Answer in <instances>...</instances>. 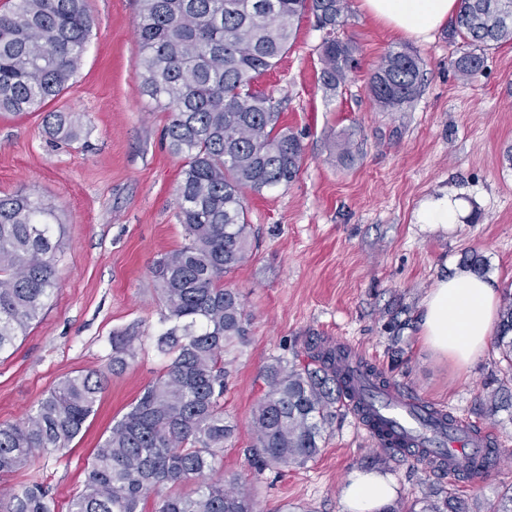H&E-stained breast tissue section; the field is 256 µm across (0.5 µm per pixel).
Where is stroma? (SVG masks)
Masks as SVG:
<instances>
[{
    "label": "stroma",
    "mask_w": 512,
    "mask_h": 512,
    "mask_svg": "<svg viewBox=\"0 0 512 512\" xmlns=\"http://www.w3.org/2000/svg\"><path fill=\"white\" fill-rule=\"evenodd\" d=\"M87 3V51L52 104L81 113L79 138L52 142L39 112L0 116V195L35 192L56 207L65 240L54 295L15 349L0 355V424L24 418L67 376L104 367L113 333L140 338L136 360L109 375L81 438L4 482L47 486L54 512H68L113 418L166 363L155 346L161 303L151 267L185 242L175 201L183 159L162 139L168 113L138 89L139 0ZM337 35L359 52L335 96L318 81L324 33L309 13L296 20L277 67L254 82L278 101L280 123L299 135L304 157L291 184L247 197L252 254L224 284L242 297L248 335L225 355L224 417L235 431L212 477L235 481L254 512H344L341 491L358 470L390 477L399 512L448 487L416 462L384 454L344 409L315 460L255 472L250 418L266 390L264 371L275 359H295L306 337L320 336L359 353L401 392L497 438L498 466L480 484L456 489L468 512H492L512 487V377L493 344L468 366L434 352L420 336L419 314L435 282L460 272L472 253L500 292L512 291V43L487 50L482 71L464 81L452 67L462 42L447 29L427 42L406 39L349 0L348 23ZM393 47L411 48L423 62L420 94L406 112L382 111L369 93ZM347 132L354 160L345 165L335 143ZM443 193L463 202L460 223H418L421 203ZM493 392L501 406L491 413Z\"/></svg>",
    "instance_id": "35a3bbf8"
}]
</instances>
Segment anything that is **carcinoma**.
I'll return each mask as SVG.
<instances>
[{
  "mask_svg": "<svg viewBox=\"0 0 512 512\" xmlns=\"http://www.w3.org/2000/svg\"><path fill=\"white\" fill-rule=\"evenodd\" d=\"M307 10L326 31L319 82L334 95L358 52L356 43L335 36L348 22V0H140L139 92L169 113L164 136L184 159L176 202L185 244L151 269L163 306L156 346L164 372L99 441L69 512H142L152 494L155 512H253L235 484L208 478L234 433L224 418V353L248 333L240 293L224 287V275L251 249L246 194L288 185L301 168L300 138L280 127L273 97L253 83L288 52L295 20ZM90 32L86 0H13L0 14V115L44 112L79 69ZM451 37L466 44L452 66L469 80L481 71L485 50L512 43V0H461ZM420 65L408 49L387 51L370 79L373 101L387 112L410 108ZM43 122L63 140L78 138L82 128L78 112H45ZM61 250L55 207L31 192L0 196V354L26 335L53 295ZM138 340L113 335L107 369H126ZM496 343L512 371V293L503 298ZM304 350L305 364L277 359L265 371L267 390L251 413L259 472L315 459L349 394L336 370L349 351L314 338ZM104 383L105 371H81L22 420L0 424V477L37 454L70 447L95 415ZM187 481L197 482L194 494H162ZM8 497L5 512H52L38 483ZM422 503L420 512L462 509L456 493L445 490Z\"/></svg>",
  "mask_w": 512,
  "mask_h": 512,
  "instance_id": "1",
  "label": "carcinoma"
}]
</instances>
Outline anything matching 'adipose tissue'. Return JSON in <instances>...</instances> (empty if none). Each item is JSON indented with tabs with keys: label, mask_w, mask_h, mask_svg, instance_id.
<instances>
[{
	"label": "adipose tissue",
	"mask_w": 512,
	"mask_h": 512,
	"mask_svg": "<svg viewBox=\"0 0 512 512\" xmlns=\"http://www.w3.org/2000/svg\"><path fill=\"white\" fill-rule=\"evenodd\" d=\"M360 9L407 38L425 40L455 15L460 0H359ZM494 280L461 273L437 281L420 313L424 342L457 363L468 365L487 348L497 318ZM388 476L356 472L342 489L345 512H381L393 498Z\"/></svg>",
	"instance_id": "adipose-tissue-1"
}]
</instances>
